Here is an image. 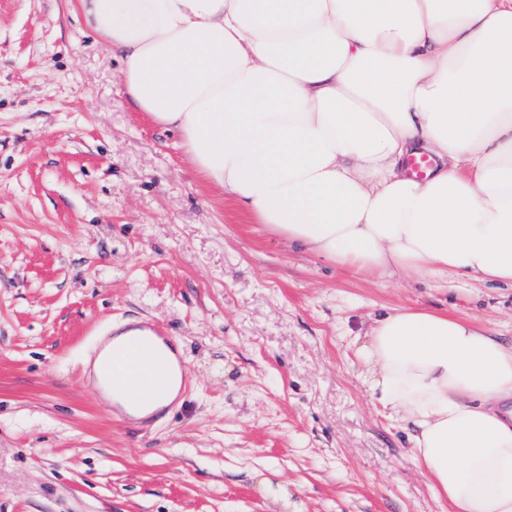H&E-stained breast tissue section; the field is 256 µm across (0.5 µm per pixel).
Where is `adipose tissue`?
<instances>
[{
    "label": "adipose tissue",
    "instance_id": "adipose-tissue-1",
    "mask_svg": "<svg viewBox=\"0 0 512 512\" xmlns=\"http://www.w3.org/2000/svg\"><path fill=\"white\" fill-rule=\"evenodd\" d=\"M78 5L135 107L258 223L345 271L512 288V0ZM367 337L443 512H512V344L413 307Z\"/></svg>",
    "mask_w": 512,
    "mask_h": 512
}]
</instances>
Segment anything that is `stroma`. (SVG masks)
I'll return each instance as SVG.
<instances>
[{
	"label": "stroma",
	"mask_w": 512,
	"mask_h": 512,
	"mask_svg": "<svg viewBox=\"0 0 512 512\" xmlns=\"http://www.w3.org/2000/svg\"><path fill=\"white\" fill-rule=\"evenodd\" d=\"M391 307L512 341V288L340 274L202 180L77 0H0V512H441L357 356ZM144 319L190 382L125 421L89 359Z\"/></svg>",
	"instance_id": "35a3bbf8"
}]
</instances>
